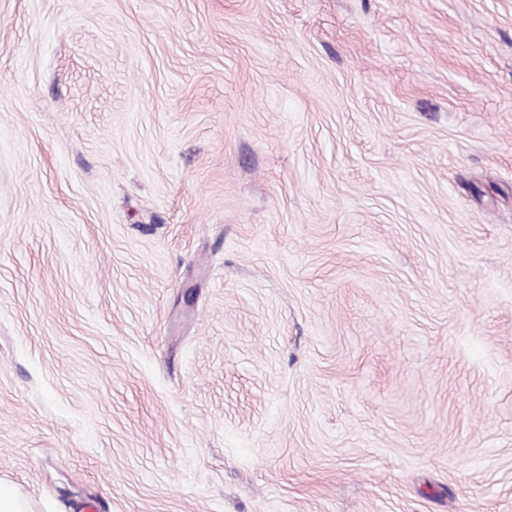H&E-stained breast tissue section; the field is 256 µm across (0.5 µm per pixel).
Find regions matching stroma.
Listing matches in <instances>:
<instances>
[{"mask_svg": "<svg viewBox=\"0 0 512 512\" xmlns=\"http://www.w3.org/2000/svg\"><path fill=\"white\" fill-rule=\"evenodd\" d=\"M0 487L512 512V0H0Z\"/></svg>", "mask_w": 512, "mask_h": 512, "instance_id": "1", "label": "stroma"}]
</instances>
